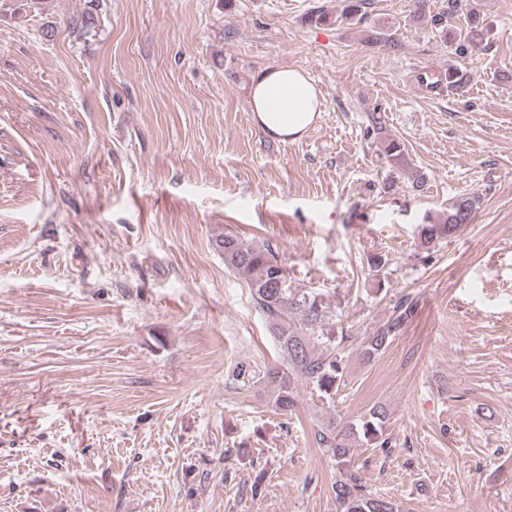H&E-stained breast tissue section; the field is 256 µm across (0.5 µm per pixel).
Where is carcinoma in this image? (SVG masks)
I'll list each match as a JSON object with an SVG mask.
<instances>
[{
    "mask_svg": "<svg viewBox=\"0 0 512 512\" xmlns=\"http://www.w3.org/2000/svg\"><path fill=\"white\" fill-rule=\"evenodd\" d=\"M366 5L367 0H340L336 15L321 12L311 17V21L355 28L365 22ZM457 15L465 19V28L460 30L448 25V20ZM409 18L436 30L452 55L474 56L486 49V24L478 0H442L435 4L431 0H412ZM365 42L394 46L392 26L373 24ZM471 79L468 71L452 64L436 85L459 97L467 92ZM377 134L386 162L396 169L408 168L403 144L383 135L381 126ZM477 204V198L472 195H461L449 202L446 212L421 226V244L429 248L454 236L462 225L471 223ZM216 246L224 253V265L246 280L255 309L265 319L279 349L281 363L271 366L265 375L271 408L282 413L295 411L303 387L311 389L323 402L333 401L346 382V358L352 341L344 333L336 306L316 291L289 287L287 269L270 246H259L230 234L216 239ZM413 313V301L407 297L399 301L390 318L357 345L360 361L366 364L383 354ZM388 419V410L377 403L355 422L344 424L329 414L313 428L314 443L336 469L332 483L336 512H403L402 505L369 490L352 464L354 447L358 444L373 448L391 445Z\"/></svg>",
    "mask_w": 512,
    "mask_h": 512,
    "instance_id": "1",
    "label": "carcinoma"
}]
</instances>
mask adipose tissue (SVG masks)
I'll return each mask as SVG.
<instances>
[{"label": "adipose tissue", "mask_w": 512, "mask_h": 512, "mask_svg": "<svg viewBox=\"0 0 512 512\" xmlns=\"http://www.w3.org/2000/svg\"><path fill=\"white\" fill-rule=\"evenodd\" d=\"M248 95L257 125L281 142L300 137L322 110L320 91L296 68L259 70L250 81Z\"/></svg>", "instance_id": "ef3b65f1"}]
</instances>
